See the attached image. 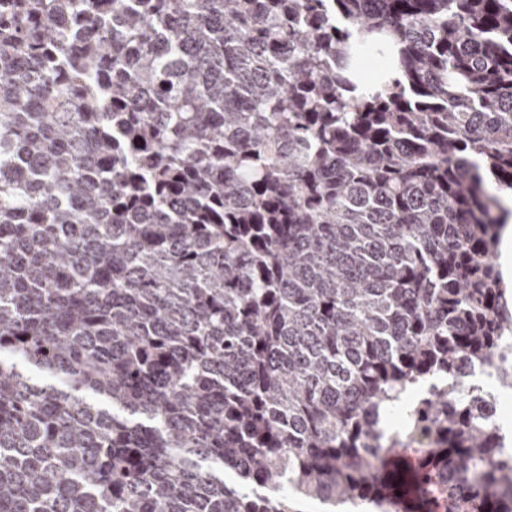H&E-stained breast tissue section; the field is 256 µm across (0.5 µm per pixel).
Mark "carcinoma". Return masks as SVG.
I'll return each mask as SVG.
<instances>
[{"mask_svg": "<svg viewBox=\"0 0 512 512\" xmlns=\"http://www.w3.org/2000/svg\"><path fill=\"white\" fill-rule=\"evenodd\" d=\"M505 195L512 0H0V512H512ZM499 253L503 278L512 286V218L502 229Z\"/></svg>", "mask_w": 512, "mask_h": 512, "instance_id": "cac0c4a2", "label": "carcinoma"}]
</instances>
